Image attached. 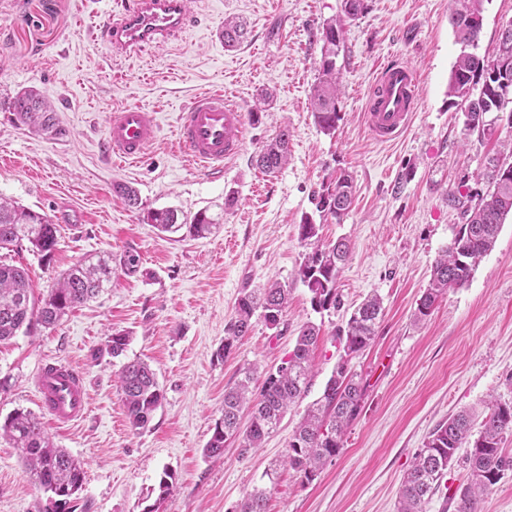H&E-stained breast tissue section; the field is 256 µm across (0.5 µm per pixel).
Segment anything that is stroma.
<instances>
[{"label": "stroma", "instance_id": "1", "mask_svg": "<svg viewBox=\"0 0 512 512\" xmlns=\"http://www.w3.org/2000/svg\"><path fill=\"white\" fill-rule=\"evenodd\" d=\"M119 0H0V196L47 215L58 228L52 257L29 242L0 249V261L27 268L36 296L79 262L108 253L112 281L94 300L51 329L0 344V422L16 410L37 411L34 378L61 361L82 372L88 389L83 419L44 428L56 446L85 464L75 512H234L254 487L270 489L268 512H397L402 482L430 433L449 415L487 412L490 398L512 401V215L470 280L449 289L426 320L414 317L431 267L460 219L447 190L474 185L485 156L512 128L467 133L448 82L462 46L451 17L456 0H367L345 28L338 58L342 118L323 133L312 114L321 59V27L341 0H186L189 20L178 37L115 59L100 37ZM247 34L228 50L225 19ZM512 0H482L476 52L492 57ZM404 62L418 75L416 112L392 143L371 138L364 119L378 69ZM35 90L52 102L53 133L18 124L10 100ZM226 90L242 112L260 98L258 122L244 125L243 152L223 174L186 163L178 116L195 96ZM139 105L158 114L160 130L145 158L126 163L104 155L101 142L114 110ZM289 131L288 162L266 174L255 155L280 128ZM348 172L355 199L342 220L324 221L323 237L345 240L350 257L337 286L343 306L322 313L296 278L304 215L314 192ZM135 188L140 209L112 192ZM235 191L238 202L225 209ZM201 210L224 221L203 237L159 232L151 210ZM137 249L136 267L123 255ZM277 281L291 290L277 328L254 315L229 358L218 349L243 289ZM383 300L373 344L352 361L365 395L340 453L311 483L290 470L268 480L307 407L322 393L339 359L335 335L369 294ZM321 329L311 387L288 409L258 451L240 456L228 442L219 457L203 449L221 416L225 389L244 369L275 371L292 352L301 326ZM125 334L123 356L109 336ZM147 361L164 399L151 422L131 428L119 373ZM169 476L174 492L159 499ZM48 495L30 477L19 451L0 438V512H45Z\"/></svg>", "mask_w": 512, "mask_h": 512}]
</instances>
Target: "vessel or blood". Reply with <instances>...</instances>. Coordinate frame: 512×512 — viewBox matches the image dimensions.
Instances as JSON below:
<instances>
[{"mask_svg": "<svg viewBox=\"0 0 512 512\" xmlns=\"http://www.w3.org/2000/svg\"><path fill=\"white\" fill-rule=\"evenodd\" d=\"M186 23L184 0H126L104 28L113 51L126 52L177 34ZM417 75L405 64L382 68L372 86L364 114L371 137L378 142L399 138L414 112ZM244 114L220 91L194 97L179 114L178 139L188 159L214 173L243 149ZM155 112L127 106L112 113L104 140L112 156L139 161L156 140ZM39 405L51 423L65 426L86 411L82 374L66 363L47 362L35 377Z\"/></svg>", "mask_w": 512, "mask_h": 512, "instance_id": "b4317fda", "label": "vessel or blood"}]
</instances>
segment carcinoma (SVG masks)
Returning <instances> with one entry per match:
<instances>
[{"label":"carcinoma","mask_w":512,"mask_h":512,"mask_svg":"<svg viewBox=\"0 0 512 512\" xmlns=\"http://www.w3.org/2000/svg\"><path fill=\"white\" fill-rule=\"evenodd\" d=\"M460 8L452 15V24L464 50L457 57L448 83V97L457 103L478 91L471 120L466 130L482 137L493 132L486 121L489 112L501 111L498 90L501 81L512 83V30L499 32L498 53L493 59L481 57L466 48L477 47L482 27L481 0H458ZM366 10L365 0H342L341 15L328 20L321 30L320 77L313 90L314 117L322 131L331 133L341 120L337 112V58L345 51L344 25ZM242 24L224 21V47L233 48L245 37ZM10 111L25 124L42 131L55 132L53 110L33 90L17 94ZM512 144L509 157L501 154L485 157L482 180L486 190L448 193V202L459 211V225L448 246L432 266L429 287L422 294L415 317H428L438 300L450 288L467 283L480 260L492 250L505 217L512 215ZM288 161V129L283 128L256 155L255 163L265 173L280 171ZM351 176L337 174L322 184L313 195L316 211L322 217L341 221L354 196ZM148 222L164 232L183 228L196 237L208 234L216 224L224 223V213L197 212L191 221L179 218L172 208L148 212ZM321 225L306 216L299 225V240L304 248L297 278L310 294V304L320 313L341 306L337 282L349 250L343 241L326 242ZM28 240L34 249L48 257L57 244L56 227L45 215L23 208L0 197V248L17 246ZM112 278V256L103 254L92 263H79L63 274L50 288L46 298L37 302L26 270L0 261V343L21 331L31 333L34 325L53 328L70 309L95 298ZM287 287L272 283L242 293L235 316L225 326L224 344L219 350L226 358L233 353L234 342L251 327V318L261 311L266 323L276 328L288 307ZM383 315V301L373 293L350 314L344 328L337 333L342 348L336 368L326 382L321 396L313 403L295 433L281 465L292 469L304 482L313 481L324 462L342 448L348 425L358 416L364 397V385L352 370L351 361L374 340ZM320 329L306 324L299 331L295 347L276 372L266 376L260 394L251 399L252 371L234 387L224 392L221 417L215 422L205 453L210 457L224 454L228 440H239V454L244 456L261 447L265 438L276 431L290 403L309 390L311 355L317 347ZM126 417L135 429L146 427L161 405L163 390L155 371L147 363L130 361L119 374ZM251 404L249 426L240 430L239 413ZM512 433V402L493 400L482 420L480 430L473 431L472 415L460 411L438 425L416 454L400 489L397 512H423L422 506L440 489L448 469L456 461L459 449H466L468 471L466 483L455 491L456 512H481L483 496L507 471L512 470V455L503 448L504 438ZM0 437L20 449L31 477L49 493L52 512H63L82 489L85 470L82 461L50 440L40 419L29 411L17 410L0 425ZM268 491L255 488L235 512H267Z\"/></svg>","instance_id":"carcinoma-1"}]
</instances>
